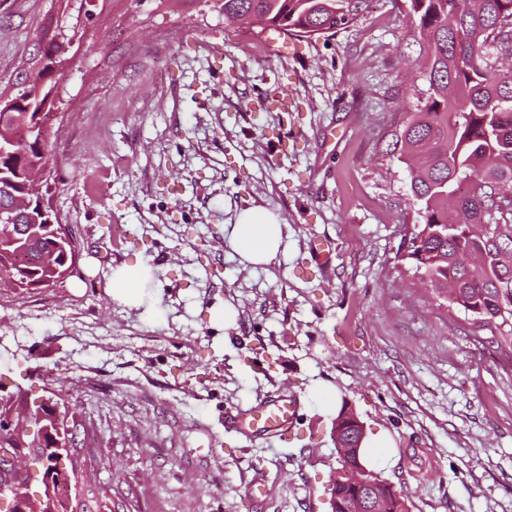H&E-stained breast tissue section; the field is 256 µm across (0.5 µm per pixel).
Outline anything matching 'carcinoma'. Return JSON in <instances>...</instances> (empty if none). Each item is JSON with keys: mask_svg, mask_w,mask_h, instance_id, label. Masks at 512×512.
Returning a JSON list of instances; mask_svg holds the SVG:
<instances>
[{"mask_svg": "<svg viewBox=\"0 0 512 512\" xmlns=\"http://www.w3.org/2000/svg\"><path fill=\"white\" fill-rule=\"evenodd\" d=\"M365 0H221L224 21L253 14L267 26L300 38L321 37L355 22ZM411 24L425 52L427 97L411 113L397 143L409 170V204L419 220L407 226L397 252L401 271L418 276L444 300L448 313L464 314L467 337L512 366V68L497 65L512 55V0H407ZM52 39L36 49L31 68L12 84L11 97H47L61 76L52 67ZM51 128L37 129L0 154V211L22 191L27 169L50 165ZM53 239L36 211L0 223V287L27 290L70 278L78 246L63 243L54 266L40 251ZM332 434L358 443L364 423L342 407ZM349 464L376 485L387 512H407L394 487L367 472L361 457ZM357 488L337 475L331 512H347Z\"/></svg>", "mask_w": 512, "mask_h": 512, "instance_id": "1", "label": "carcinoma"}]
</instances>
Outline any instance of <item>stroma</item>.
<instances>
[{"label":"stroma","mask_w":512,"mask_h":512,"mask_svg":"<svg viewBox=\"0 0 512 512\" xmlns=\"http://www.w3.org/2000/svg\"><path fill=\"white\" fill-rule=\"evenodd\" d=\"M60 28L53 206L83 277L0 289V369L19 402L78 418L103 512H330L324 386L390 434L376 473L408 512H512V371L394 265L417 215L389 147L428 88L405 0L310 41L225 23L217 0H0V91ZM250 207L286 225L258 268L226 241ZM138 263L149 300L113 301V269ZM288 396L305 441L229 424Z\"/></svg>","instance_id":"stroma-1"}]
</instances>
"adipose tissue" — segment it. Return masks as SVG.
Returning a JSON list of instances; mask_svg holds the SVG:
<instances>
[{"mask_svg":"<svg viewBox=\"0 0 512 512\" xmlns=\"http://www.w3.org/2000/svg\"><path fill=\"white\" fill-rule=\"evenodd\" d=\"M284 229L277 215L261 207L248 208L238 213L229 232L228 244L241 263L266 265L282 250Z\"/></svg>","mask_w":512,"mask_h":512,"instance_id":"ef3b65f1","label":"adipose tissue"}]
</instances>
